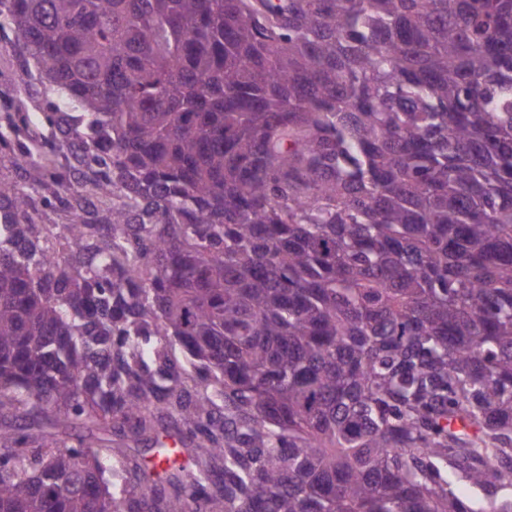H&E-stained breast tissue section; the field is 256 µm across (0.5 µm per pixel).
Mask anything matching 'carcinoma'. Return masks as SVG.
Instances as JSON below:
<instances>
[{
    "instance_id": "carcinoma-1",
    "label": "carcinoma",
    "mask_w": 512,
    "mask_h": 512,
    "mask_svg": "<svg viewBox=\"0 0 512 512\" xmlns=\"http://www.w3.org/2000/svg\"><path fill=\"white\" fill-rule=\"evenodd\" d=\"M0 14V512H512V0ZM16 42L12 25L0 16V116L26 112L37 118L43 112L65 111L64 92L41 77L36 61L21 56Z\"/></svg>"
}]
</instances>
